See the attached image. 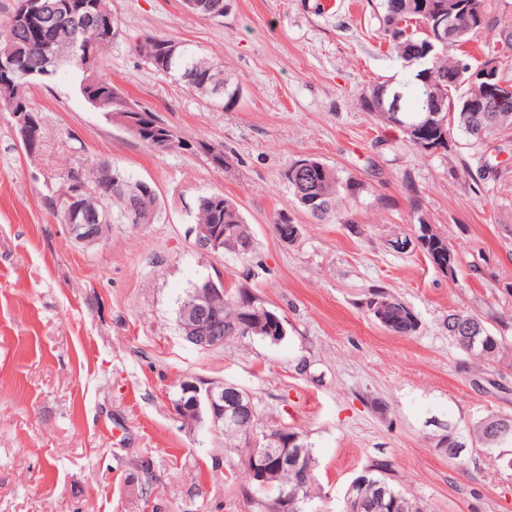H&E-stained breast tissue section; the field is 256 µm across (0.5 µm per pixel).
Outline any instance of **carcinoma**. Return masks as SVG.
Segmentation results:
<instances>
[{"label": "carcinoma", "mask_w": 512, "mask_h": 512, "mask_svg": "<svg viewBox=\"0 0 512 512\" xmlns=\"http://www.w3.org/2000/svg\"><path fill=\"white\" fill-rule=\"evenodd\" d=\"M435 0H381L382 30L386 43L399 58H404L407 49L398 41L399 31L389 30L387 16L392 13L402 14L406 26L413 28V34H418L430 20L429 5ZM473 5L480 9L483 18L488 24L512 30V17L494 15L490 9V0H454L452 6L453 24L458 32L457 38L444 46H436L428 59L420 64L411 79H402L391 84H377L369 95L362 98L363 107L385 123L399 127L412 144H417V132L431 119L437 117L445 120L444 131L452 135L453 130L462 132L465 137L477 144H483L497 134L504 133V129L495 122L493 112H460L454 109L460 100L474 95V90L465 79L448 80V76L457 68L460 62L470 60L467 50L468 44L482 30L477 25L474 10L468 8ZM47 25L56 28L57 39L54 45V54L58 65H68L77 74L78 90L82 97H88L89 89L98 91L102 97L110 102L123 99L118 94L119 87L112 80L100 75L91 74L84 68L80 57L74 55L71 45L70 32L76 28L86 31L85 41L88 49L96 55L97 59L112 50L116 41L107 38L103 33L93 30L84 24L83 20L70 21L67 25L60 24V18L47 20ZM48 40V30L31 25L17 18L7 20L0 25V46L8 43L22 48H29V52L20 57L10 73L13 82L11 96L17 97L21 102L32 103L27 87L38 80L45 79L43 72L47 69L46 58L38 44ZM142 61L163 73L165 71L177 77L183 86L203 98L215 100L222 104L226 110L232 109L239 99L240 88L224 77V70L213 63L204 54L195 49L186 48L185 54L168 64L158 59L142 58ZM447 82V93L439 99H434L432 91L442 82ZM401 93L400 116L397 121L389 102L392 101L394 91ZM306 161L313 165V173L304 185H295L291 175V166H286L282 177L288 185L295 201L305 211L316 219H324L336 214V205L342 199L354 205L357 203L362 186L354 179L346 180L339 177L335 168L326 165L316 158L308 157ZM128 175L113 165L98 162L83 170H71L66 176L64 184L60 185L49 197V203L57 214L64 215L69 212L76 222L83 221L84 211L94 208L100 212L107 211L112 214V202H117L121 208V216L125 223H130L127 216L128 207H138L145 223L152 224L161 211L159 194L149 182L145 183V190L138 196L128 197L123 194L121 184ZM93 184V191L86 193L87 183ZM196 223L220 224L224 228V253L240 255L234 245L241 239H252L253 232L250 225L244 221L236 202L222 192H214L202 196L198 200ZM447 252L451 262H456V256L446 237L431 235L424 252ZM230 292L216 299L219 309L224 312V318L234 320L240 317H252L260 309L261 303L251 294L249 288L241 282H232L228 285ZM382 296L390 301L393 308L392 323L386 330L399 336H413L419 331L420 320L413 310L404 302L384 289L369 291L364 302L374 297ZM475 324L479 329L478 340L475 343L476 354L483 360H495L503 345L504 337L497 336L488 330L486 322L479 316L468 311H458L448 315V336L463 351L468 350L467 337L463 328ZM499 419L493 415L488 419L470 426L461 432L450 427L437 438L435 447L437 451L450 461H462L459 448L485 447L488 428L491 423ZM224 447L238 458H243L248 450L249 440L256 436L276 437L280 430L265 431L259 414L242 419L234 428H226L222 432ZM279 448L271 447L270 464L274 466L273 483L262 488L254 485L250 480V472L245 466L240 469L245 474L246 484L243 486V495L251 504L253 512H265L268 504L278 495V488L286 485L297 490L298 499L288 501V512H307V506L313 499L319 497L320 488L316 481V459L311 445L305 440L299 441V457L301 465L297 468L279 466L277 455ZM392 464L388 460H373L358 475L359 486L356 496L358 505L356 512H423V510L403 490L397 488L391 480Z\"/></svg>", "instance_id": "carcinoma-1"}]
</instances>
